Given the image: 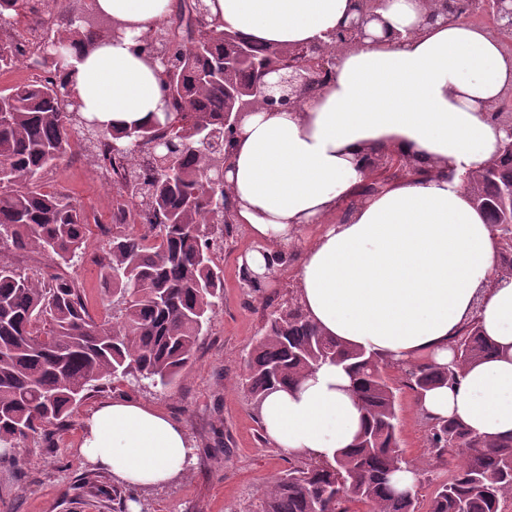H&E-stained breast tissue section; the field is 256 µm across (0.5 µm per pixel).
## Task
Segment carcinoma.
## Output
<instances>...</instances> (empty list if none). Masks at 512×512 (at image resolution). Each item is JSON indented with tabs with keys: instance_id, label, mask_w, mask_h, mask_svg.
Instances as JSON below:
<instances>
[{
	"instance_id": "obj_1",
	"label": "carcinoma",
	"mask_w": 512,
	"mask_h": 512,
	"mask_svg": "<svg viewBox=\"0 0 512 512\" xmlns=\"http://www.w3.org/2000/svg\"><path fill=\"white\" fill-rule=\"evenodd\" d=\"M57 0H0V69L27 62L37 77L0 90V448L16 450L59 426L88 393L128 377L163 388L187 367L224 291L216 263L218 240L233 215L215 210L226 198L216 176L224 151L202 143L203 132L224 138V113L239 105L231 91L252 86V61L238 60L236 44L194 0H178L155 33L169 53L163 65L164 118L132 128L105 127L63 111L58 74L77 45L92 47L100 32L82 20L57 27ZM255 59L271 62L282 47L255 43ZM174 140L172 171L152 162ZM83 152L115 185L107 247L94 256L104 294V317L90 313L85 288L70 269L82 263L90 225L98 218L58 190L44 189L46 174ZM376 172L345 195L343 214L362 196L402 180L422 181L430 170L403 155L376 156ZM465 186L490 224L501 274L512 275V141ZM50 255L54 272L20 271L4 252ZM455 368L415 363L407 369L324 336L299 302L268 315L263 337L247 361L246 387L256 404L270 392L297 384L318 366H344L362 402L363 422L351 449L336 465L295 463L263 492L258 512H419L418 495L397 492L391 475L406 463L391 372L423 396L456 383L467 366L495 347L476 321L454 342ZM432 461L453 450L463 465L448 471L428 512H501L512 496V437L486 442L460 422L425 418Z\"/></svg>"
}]
</instances>
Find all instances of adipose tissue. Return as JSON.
<instances>
[{
  "label": "adipose tissue",
  "instance_id": "obj_1",
  "mask_svg": "<svg viewBox=\"0 0 512 512\" xmlns=\"http://www.w3.org/2000/svg\"><path fill=\"white\" fill-rule=\"evenodd\" d=\"M168 0H91L126 24L123 40L72 53L60 79L85 116L114 127L159 115L161 73L136 39ZM224 29L275 46L325 39L354 15V0H206ZM419 0H384L371 41L338 53L335 77L288 112H260L240 128L225 188L254 247L242 263L267 281L268 259L303 243L298 298L309 319L346 346L396 365L452 363L451 342L477 320L496 346L455 385L428 390L423 412L462 422L486 440L512 436V277L499 275L491 228L466 177L485 167L507 134L488 107L512 85V56L465 19L419 27ZM392 151L430 162L431 177L398 182L345 219L336 203L367 176L364 154ZM320 233L302 240L303 228ZM260 415L283 453L332 464L349 450L363 410L349 374L321 365L267 395ZM81 459L135 489L190 470L186 429L138 402L102 403L82 421Z\"/></svg>",
  "mask_w": 512,
  "mask_h": 512
}]
</instances>
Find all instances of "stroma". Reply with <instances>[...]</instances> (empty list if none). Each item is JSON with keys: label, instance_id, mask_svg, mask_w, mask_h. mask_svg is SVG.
<instances>
[{"label": "stroma", "instance_id": "35a3bbf8", "mask_svg": "<svg viewBox=\"0 0 512 512\" xmlns=\"http://www.w3.org/2000/svg\"><path fill=\"white\" fill-rule=\"evenodd\" d=\"M82 208L109 223L113 190L86 158L68 157L47 177ZM253 245L243 225H232L217 253L224 271V299L216 308L193 356L167 389L148 382H121L90 392L63 425L28 442L16 459L0 460V512H255L265 483L288 467V457L268 440L260 412L242 385L246 359L263 333L267 315L297 295L300 247L288 266L260 288L243 287L239 258ZM129 397L178 422L195 445L186 475L155 489L135 492L77 455L83 418L99 404ZM404 456L422 473L418 496L428 504L449 466H433L426 425L409 389L399 394Z\"/></svg>", "mask_w": 512, "mask_h": 512}]
</instances>
